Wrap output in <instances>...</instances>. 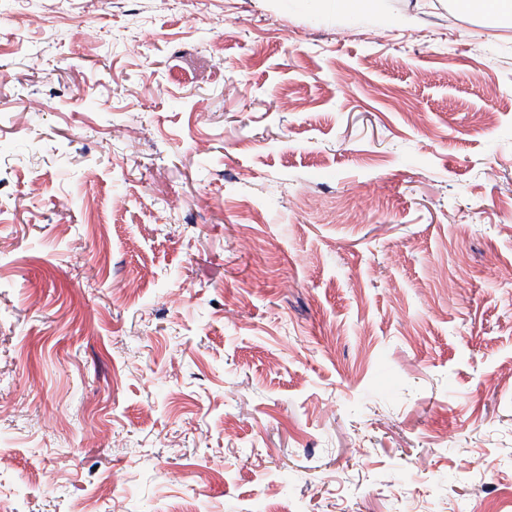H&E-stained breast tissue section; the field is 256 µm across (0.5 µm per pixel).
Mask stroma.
Instances as JSON below:
<instances>
[{"mask_svg": "<svg viewBox=\"0 0 512 512\" xmlns=\"http://www.w3.org/2000/svg\"><path fill=\"white\" fill-rule=\"evenodd\" d=\"M415 2L0 0V501L512 512V27Z\"/></svg>", "mask_w": 512, "mask_h": 512, "instance_id": "1", "label": "stroma"}]
</instances>
